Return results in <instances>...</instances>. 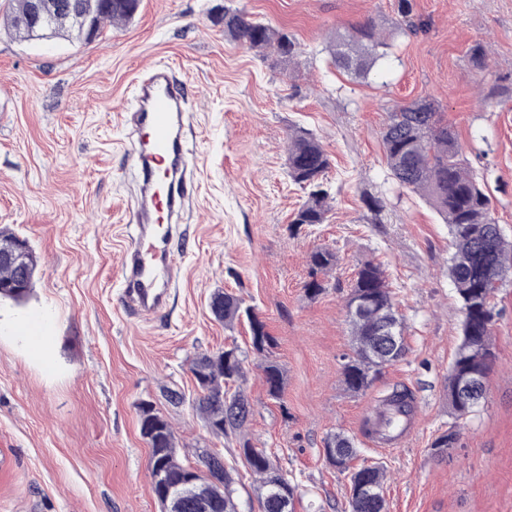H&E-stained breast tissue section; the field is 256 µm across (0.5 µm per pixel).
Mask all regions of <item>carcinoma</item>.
Listing matches in <instances>:
<instances>
[{
	"mask_svg": "<svg viewBox=\"0 0 512 512\" xmlns=\"http://www.w3.org/2000/svg\"><path fill=\"white\" fill-rule=\"evenodd\" d=\"M67 2L52 0L53 9L49 12L52 37L84 41L83 23L64 7ZM138 7L139 0H112V7L99 12L97 34H102L107 22L132 18ZM30 9V0H10L9 27L23 40L37 37L32 26L25 23ZM224 35L259 51L276 64L291 61L299 52L297 42L287 33L228 7L224 8ZM387 48L381 26L368 20L347 34L336 35L330 42L329 52L337 67L364 79L386 55ZM381 137L386 164L393 178L401 187L427 198L448 224L452 246L448 276L462 312V340L448 377L451 390L462 370L477 365L491 368L494 358L492 319L497 316L492 299L505 280L503 271L512 269V242L507 241L493 217L491 199L463 157L457 137L448 128L436 101L424 99L394 105L385 112ZM287 165L291 180L307 190L306 199L291 221L292 227L324 223L331 200L326 182L330 159L318 139L300 128L291 130ZM310 264L314 270L324 271L333 266L334 254L319 248L311 253ZM16 283L15 268L9 263H0V294L21 303L27 298L33 281H27L22 288L16 287ZM357 296L367 298L372 308L358 315L346 314L354 345L353 356L344 365V382L353 391L370 387L383 367L407 352L403 321L394 309L384 272L371 261L359 267L347 303H352ZM212 299L215 319L229 327L247 320L254 351L263 356L269 353L274 339L254 309L243 306L236 295L220 290ZM385 324L392 328L397 341L377 334ZM243 362L236 346L196 355L190 371L202 375L205 384L199 387L192 401L193 409L213 436L238 439L240 456L260 483L259 500L264 512H294L298 486L285 477L266 449L254 447L245 434L252 408L241 390ZM263 374L269 395L279 397L283 385L280 367L267 359ZM138 410L140 430L150 425L169 436V441L162 445L163 455L156 461L157 470L150 473L151 489L156 495L160 485L172 484L185 464L177 453L172 424L154 405L145 401L139 403ZM330 446L336 450L337 471L348 478L353 491L352 512H384L382 468L376 464L353 465L355 448L343 434L329 436L325 447ZM197 464L207 468L208 473L201 475L194 487L175 495L168 512H239L232 489L234 478L222 457L204 452L198 456Z\"/></svg>",
	"mask_w": 512,
	"mask_h": 512,
	"instance_id": "carcinoma-1",
	"label": "carcinoma"
}]
</instances>
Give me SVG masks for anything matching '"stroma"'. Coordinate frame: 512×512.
Here are the masks:
<instances>
[{"label":"stroma","mask_w":512,"mask_h":512,"mask_svg":"<svg viewBox=\"0 0 512 512\" xmlns=\"http://www.w3.org/2000/svg\"><path fill=\"white\" fill-rule=\"evenodd\" d=\"M141 0L135 16L89 43L19 41L0 0V229L25 238L38 267L24 303L0 298V512H160L137 405L171 422L179 455L218 451L236 468L240 512L257 483L236 440L211 435L191 406L195 354L228 345L245 356L253 404L247 434L299 486L295 512H350L348 479L324 456L327 437L353 439L359 461L384 470L386 512H512V281L494 302L486 397L466 419L448 402L462 314L448 276L447 224L389 175L381 132L397 103L437 100L512 238V0ZM287 32L300 53L284 67L224 35L225 8ZM375 19L391 48L357 79L331 62L336 33ZM487 66H472L475 44ZM173 68L187 101L195 192L169 244L179 276L153 320L120 301L123 236L138 233L127 200L138 187L121 112L139 72ZM312 132L330 158L325 223L290 229L304 191L289 178L291 128ZM380 199L372 216L363 197ZM336 255L313 272L312 251ZM380 264L408 352L361 392L347 389L353 354L346 302L359 266ZM324 290L304 291L311 279ZM255 306L283 370L267 394L264 358L245 323L225 327L216 291ZM408 390L422 420L401 448L379 447L368 422ZM183 394L175 407L165 391ZM457 441L437 453L448 429Z\"/></svg>","instance_id":"stroma-1"}]
</instances>
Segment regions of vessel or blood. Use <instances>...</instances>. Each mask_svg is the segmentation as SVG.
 <instances>
[{
	"mask_svg": "<svg viewBox=\"0 0 512 512\" xmlns=\"http://www.w3.org/2000/svg\"><path fill=\"white\" fill-rule=\"evenodd\" d=\"M184 104L171 70L157 68L141 80L137 102L124 115L127 151L143 181L131 209L145 230L128 242L121 258V304L135 317H151L166 303L163 277L171 267L168 245L182 205L194 189L184 146Z\"/></svg>",
	"mask_w": 512,
	"mask_h": 512,
	"instance_id": "1",
	"label": "vessel or blood"
}]
</instances>
